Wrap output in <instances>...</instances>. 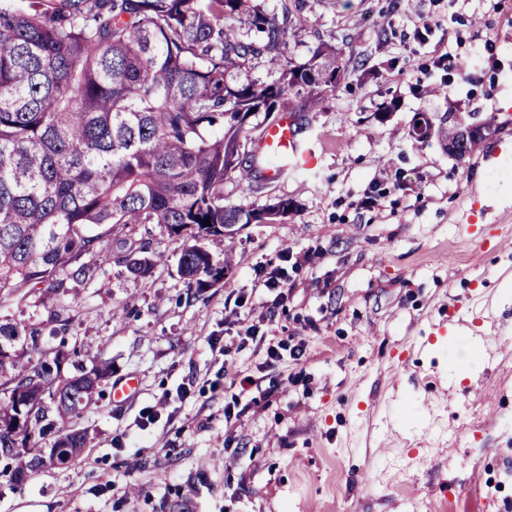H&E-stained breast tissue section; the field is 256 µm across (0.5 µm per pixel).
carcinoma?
I'll use <instances>...</instances> for the list:
<instances>
[{
  "label": "carcinoma",
  "mask_w": 512,
  "mask_h": 512,
  "mask_svg": "<svg viewBox=\"0 0 512 512\" xmlns=\"http://www.w3.org/2000/svg\"><path fill=\"white\" fill-rule=\"evenodd\" d=\"M304 11V0L272 16L254 0H0V297L40 286L51 302L112 262L145 274V224L182 241L178 271L195 293L223 280L232 251L216 260L204 240L296 210L224 203L226 181L256 172L247 144L292 100L313 102L350 73L325 42L304 63L285 56ZM243 15L259 38L237 26ZM262 57L277 79L240 80ZM66 362L41 328L0 324V457L16 483L45 465L46 445L74 449L70 460L87 447L71 421L112 366L64 378Z\"/></svg>",
  "instance_id": "1"
}]
</instances>
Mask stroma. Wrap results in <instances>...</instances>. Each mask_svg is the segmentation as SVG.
Instances as JSON below:
<instances>
[{
  "label": "stroma",
  "mask_w": 512,
  "mask_h": 512,
  "mask_svg": "<svg viewBox=\"0 0 512 512\" xmlns=\"http://www.w3.org/2000/svg\"><path fill=\"white\" fill-rule=\"evenodd\" d=\"M305 13L292 57L324 39L361 69L304 114L313 168L225 182L226 203L298 209L208 240L234 251L223 281L195 296L180 241L158 235L166 259L146 276L111 264L53 307L37 291L0 301V321L42 328L44 347L112 365L78 421L92 444L23 485L0 478V512H512V300L495 290L512 277L496 244L512 226V0H307ZM419 115L499 130L458 159L414 136ZM279 266L292 289L271 318L255 283ZM241 323L302 356L266 367ZM228 360L251 384L225 379ZM129 375L135 395L114 401Z\"/></svg>",
  "instance_id": "stroma-1"
}]
</instances>
